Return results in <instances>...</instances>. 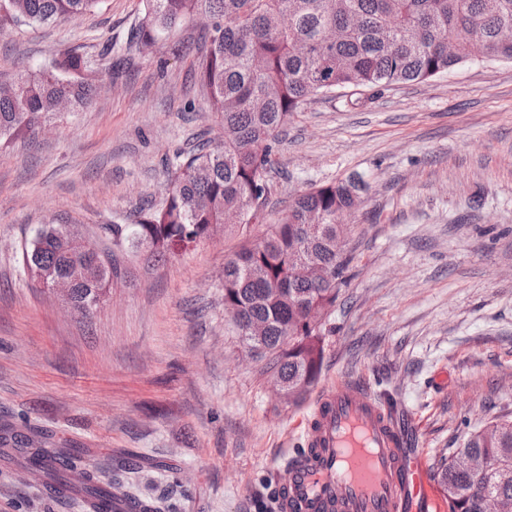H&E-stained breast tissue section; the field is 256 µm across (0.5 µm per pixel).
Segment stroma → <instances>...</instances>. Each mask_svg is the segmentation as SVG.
<instances>
[{"label": "stroma", "instance_id": "1", "mask_svg": "<svg viewBox=\"0 0 512 512\" xmlns=\"http://www.w3.org/2000/svg\"><path fill=\"white\" fill-rule=\"evenodd\" d=\"M144 5L102 0L0 36V83L72 51L101 89L34 143L0 148V426L73 449L161 512H278L277 487L333 381L392 403L434 468L468 432L512 418V62L465 63L357 108L344 89L310 97L273 149L263 223L228 226L158 264L114 246L106 226L162 204L165 159L220 123L184 50L197 28L127 45ZM354 173L367 187L344 218L348 284L326 320L317 382L286 402L224 309V263L296 193ZM47 224L117 261L90 314L23 271ZM0 512L86 510L0 457Z\"/></svg>", "mask_w": 512, "mask_h": 512}]
</instances>
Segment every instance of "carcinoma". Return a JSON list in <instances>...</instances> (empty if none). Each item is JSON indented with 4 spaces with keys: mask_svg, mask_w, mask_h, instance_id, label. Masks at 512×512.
<instances>
[{
    "mask_svg": "<svg viewBox=\"0 0 512 512\" xmlns=\"http://www.w3.org/2000/svg\"><path fill=\"white\" fill-rule=\"evenodd\" d=\"M100 0H0V35L11 25L48 24L79 18ZM205 14L213 21L194 78L207 91V106L220 119L222 142L205 141L177 157L165 201L140 210L135 224H110L112 237L133 247L151 241L153 257L165 261L211 237L233 213L244 224H260L263 210L250 204L254 193L270 188L267 168L279 133L309 97L354 87L379 90L424 81L467 62L512 61V0H146L134 38L154 45L173 30ZM456 40L448 54L447 37ZM90 63L65 52L47 69L25 71L0 88V142L38 135L59 116L63 97L73 107L90 103L96 87L79 77ZM365 187L359 175L296 195L279 224L262 240L243 246L224 262V309L236 326L267 325L263 341L267 367L304 398L324 360V323L312 325L306 313H331L346 287L349 259L336 253V213L353 204ZM84 239L75 231L44 226L24 255L32 280L65 278L70 303L90 313L110 272L91 281L76 250ZM322 265L330 281L316 284L305 269ZM0 448L23 459V466L84 498H121L78 466L69 448H44L43 437L12 426L0 429ZM483 457L493 468L470 471ZM437 480L449 512H490L497 500L512 501V419L469 433L442 459Z\"/></svg>",
    "mask_w": 512,
    "mask_h": 512,
    "instance_id": "carcinoma-1",
    "label": "carcinoma"
}]
</instances>
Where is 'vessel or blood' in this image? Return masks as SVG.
<instances>
[{
    "mask_svg": "<svg viewBox=\"0 0 512 512\" xmlns=\"http://www.w3.org/2000/svg\"><path fill=\"white\" fill-rule=\"evenodd\" d=\"M306 445L288 463L279 512H448L426 452L408 447L375 397L349 381L320 393Z\"/></svg>",
    "mask_w": 512,
    "mask_h": 512,
    "instance_id": "b4317fda",
    "label": "vessel or blood"
}]
</instances>
